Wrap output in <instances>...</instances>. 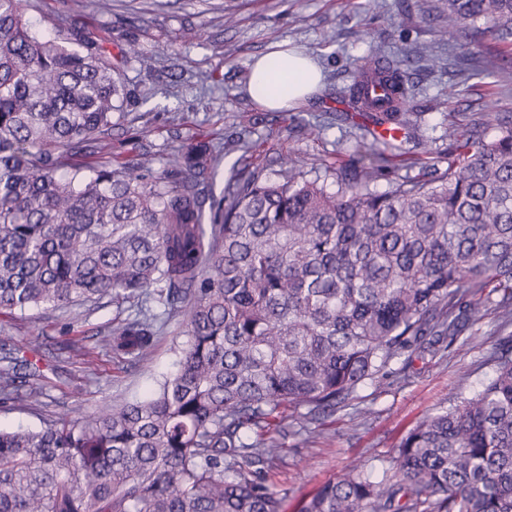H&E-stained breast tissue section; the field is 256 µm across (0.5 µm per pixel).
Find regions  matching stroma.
Instances as JSON below:
<instances>
[{"label": "stroma", "mask_w": 512, "mask_h": 512, "mask_svg": "<svg viewBox=\"0 0 512 512\" xmlns=\"http://www.w3.org/2000/svg\"><path fill=\"white\" fill-rule=\"evenodd\" d=\"M27 16L44 30L77 25L112 57L132 43L152 59L148 69L121 67L128 101L114 114L104 149L78 154L77 162H130L145 151L163 157L220 131L246 145L221 160L218 192L237 163L271 178L285 156L313 173L346 163L366 142L343 108L352 62L375 49L411 58V106L424 115L418 136L431 151L447 148L449 132L465 123L482 122L493 137L497 116L512 113V54L486 36L482 60L468 59L445 33L443 0H112L107 13L94 0H30ZM281 44L309 53L323 80L308 100L276 112L251 97L249 76L253 59ZM310 124L321 134L308 135ZM135 312L134 303L108 296L77 322L60 310L0 311V340L17 356L42 359L46 375L42 406L1 403L0 428H37L69 410L91 414L140 398L174 373L185 342L179 317L157 332L148 360L119 358L105 346L112 328ZM502 325L488 314L476 325L481 344L459 339L434 355L412 353L408 374L360 385L311 447L299 445L303 409L288 410L284 458L268 474L287 512L350 464L388 468L420 418L480 389L493 375L489 353Z\"/></svg>", "instance_id": "obj_1"}]
</instances>
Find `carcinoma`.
Instances as JSON below:
<instances>
[{"instance_id": "obj_1", "label": "carcinoma", "mask_w": 512, "mask_h": 512, "mask_svg": "<svg viewBox=\"0 0 512 512\" xmlns=\"http://www.w3.org/2000/svg\"><path fill=\"white\" fill-rule=\"evenodd\" d=\"M460 47H512V0H445ZM274 91L287 96L288 62ZM349 97L376 124L413 130L409 77L376 51ZM128 92L99 44L33 30L0 0V310L63 309L105 295L182 316L177 371L143 399L0 431V512H284L268 484L284 413L307 407L301 444L359 384L408 352L453 344L490 310L512 319V117L449 136L447 166L380 193L392 142L309 177L231 172L202 139L133 166L67 165L112 130ZM336 189L329 190L327 180ZM155 316L120 322L113 353L147 358ZM493 376L424 416L383 475L366 464L321 484L299 512H512V334ZM42 403L38 362L0 357V401Z\"/></svg>"}]
</instances>
